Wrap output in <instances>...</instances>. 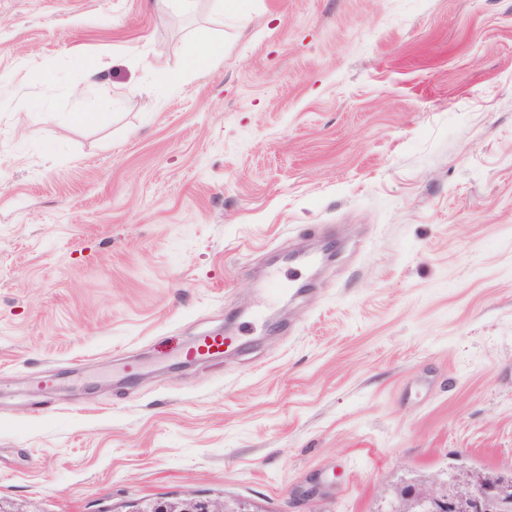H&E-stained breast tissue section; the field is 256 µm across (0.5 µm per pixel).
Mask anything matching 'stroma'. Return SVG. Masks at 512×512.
Wrapping results in <instances>:
<instances>
[{
    "mask_svg": "<svg viewBox=\"0 0 512 512\" xmlns=\"http://www.w3.org/2000/svg\"><path fill=\"white\" fill-rule=\"evenodd\" d=\"M462 464L512 471V0H0V503L383 512ZM237 341L236 336L204 334L198 336L194 342L181 353L186 361L218 359L224 350L230 348ZM161 509L164 512H250L230 509L223 501L199 500L189 492L183 494L182 498L165 502Z\"/></svg>",
    "mask_w": 512,
    "mask_h": 512,
    "instance_id": "obj_1",
    "label": "stroma"
}]
</instances>
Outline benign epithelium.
Wrapping results in <instances>:
<instances>
[{"instance_id": "7a95c632", "label": "benign epithelium", "mask_w": 512, "mask_h": 512, "mask_svg": "<svg viewBox=\"0 0 512 512\" xmlns=\"http://www.w3.org/2000/svg\"><path fill=\"white\" fill-rule=\"evenodd\" d=\"M462 493L453 494L448 485L433 481L411 488L398 512H512V490L487 482L480 471L463 469L457 474ZM163 512H236L225 502L203 501L187 492L166 502Z\"/></svg>"}]
</instances>
